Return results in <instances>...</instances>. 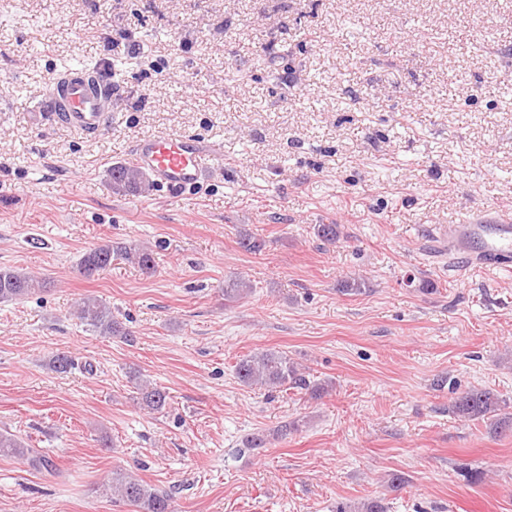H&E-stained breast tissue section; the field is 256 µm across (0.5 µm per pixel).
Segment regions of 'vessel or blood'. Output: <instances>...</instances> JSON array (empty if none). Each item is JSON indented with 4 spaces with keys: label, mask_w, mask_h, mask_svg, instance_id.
Segmentation results:
<instances>
[{
    "label": "vessel or blood",
    "mask_w": 512,
    "mask_h": 512,
    "mask_svg": "<svg viewBox=\"0 0 512 512\" xmlns=\"http://www.w3.org/2000/svg\"><path fill=\"white\" fill-rule=\"evenodd\" d=\"M114 69L98 65L89 70L75 67L57 76L41 104L51 119L81 134L106 129L112 122V103L117 95L112 79ZM215 154L197 140L177 135H145L134 148L135 165L158 185L176 190L196 187ZM454 249L467 257L469 266L498 267L512 254V214L448 228Z\"/></svg>",
    "instance_id": "vessel-or-blood-1"
}]
</instances>
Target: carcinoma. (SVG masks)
Wrapping results in <instances>:
<instances>
[{"mask_svg": "<svg viewBox=\"0 0 512 512\" xmlns=\"http://www.w3.org/2000/svg\"><path fill=\"white\" fill-rule=\"evenodd\" d=\"M112 192L117 194H140L150 189L148 176L130 164H115L110 171ZM133 262L149 272L154 268L152 253L139 246L122 242H109L85 252L79 262V271L86 278L110 268L114 260ZM44 284L36 277L19 270L0 269V302H13L43 290ZM250 285L238 279L224 286V302L229 305L242 298ZM77 317L87 330L105 337L128 338L130 332L113 315L111 307L99 299L85 298L77 308ZM238 381L246 387L280 388L291 386L310 391L314 397L325 393V388L311 384L297 369L288 355L278 350H262L246 355L235 365ZM140 404L159 411L167 404L166 392L148 386L138 387ZM500 400L489 389H469L453 401L451 412L465 420L482 419L499 411ZM0 456L22 459L36 470L51 469L53 464L45 455L25 445L14 434L0 432ZM104 490L118 500L135 508V512H172L171 496L140 480L134 479L121 469L112 470ZM336 512H387L380 498H367L361 503L340 502Z\"/></svg>", "mask_w": 512, "mask_h": 512, "instance_id": "cac0c4a2", "label": "carcinoma"}]
</instances>
